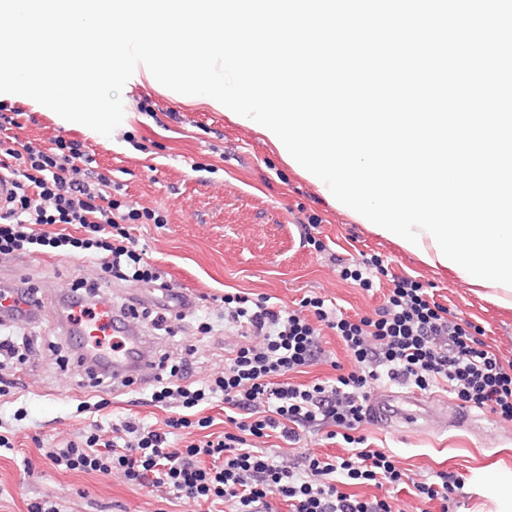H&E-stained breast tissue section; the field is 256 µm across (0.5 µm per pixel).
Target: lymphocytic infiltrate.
<instances>
[{
    "label": "lymphocytic infiltrate",
    "mask_w": 512,
    "mask_h": 512,
    "mask_svg": "<svg viewBox=\"0 0 512 512\" xmlns=\"http://www.w3.org/2000/svg\"><path fill=\"white\" fill-rule=\"evenodd\" d=\"M19 111H0V172L16 192L0 212V257L41 247L43 253L77 254L99 261L109 277L154 284L159 270L138 250L128 227L162 224L157 210L137 208L115 197L111 178L75 139H55L50 147L20 144L12 131ZM81 229L69 233V226ZM374 315L350 318L319 296L303 298L299 309L269 306L238 293L224 295V321L238 332L224 368L200 387L185 385L188 360L161 355L164 377L151 394L157 406L178 404L165 431L132 421L113 425L111 438L88 431L79 442L45 449L62 471L120 473L133 486L161 488L203 512L217 501L231 512H394L388 497L363 499L354 485L411 486L426 504L449 512L461 486L458 475L437 472L434 479L413 480L385 452L366 447L358 430L370 420L367 402L374 383L387 380L428 391L447 384L460 406L487 409L512 422V363H504L483 339V330L436 302L416 279L397 277ZM333 330L351 361L348 372L330 382H288L287 374L318 362H330L322 329ZM234 410L233 431L216 438L170 445L178 430L210 427V418L192 421L189 409L215 396ZM326 430L328 438L349 444L347 456L314 454L299 462L274 461L256 445L267 431L294 445L303 433Z\"/></svg>",
    "instance_id": "obj_1"
}]
</instances>
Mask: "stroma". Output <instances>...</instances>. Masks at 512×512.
Listing matches in <instances>:
<instances>
[{
  "label": "stroma",
  "instance_id": "1",
  "mask_svg": "<svg viewBox=\"0 0 512 512\" xmlns=\"http://www.w3.org/2000/svg\"><path fill=\"white\" fill-rule=\"evenodd\" d=\"M122 99L123 121L109 137L22 95L0 94V105L21 110L22 142L47 147L57 136L81 140L100 172L121 185L125 201L166 216L163 224L133 225L131 234L163 281L193 294L213 331L200 335L191 315L174 322L170 335L154 330L150 319L140 324L157 349L172 357L196 347L191 380L202 382L222 370L225 348L237 341L221 315L224 293L266 297L271 305L290 309L298 308L303 297L318 295L347 315H370L382 303L383 290L401 276L415 278L436 302L480 326L485 342L503 361H512V306L491 301L486 289L423 262L336 208L251 126L132 79ZM314 217L319 225L305 231ZM317 239L325 251L314 248ZM373 254L389 263L380 290L368 292L340 277L337 260ZM80 278L100 280L103 295L140 311L164 302L160 288L110 281L99 265L76 256L28 251L0 260V286L25 279L46 301L36 323L0 326L33 342L23 361L0 370V382L10 386L0 395V432L12 434L14 442L13 449L0 448V512H27L30 503L44 498L57 501L62 512H187L182 501L162 499L115 476L55 470L40 452L96 424L108 430L127 418L158 429L172 414L150 403L151 382L95 388L70 363L69 338L52 300ZM84 401L103 407L79 411ZM482 418L479 432L374 420L360 433L410 476L442 470L461 474L455 512H501L497 488L512 484V422L487 411Z\"/></svg>",
  "mask_w": 512,
  "mask_h": 512
}]
</instances>
